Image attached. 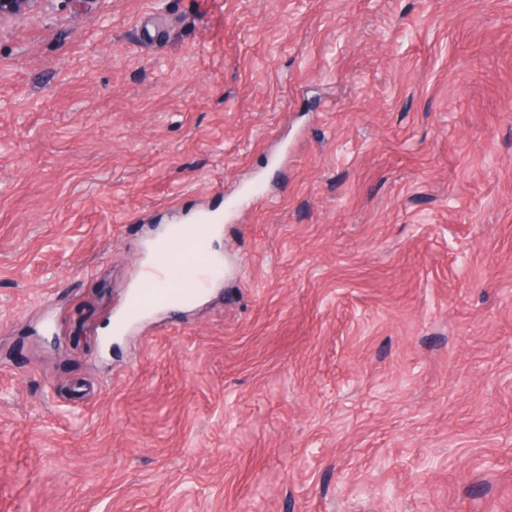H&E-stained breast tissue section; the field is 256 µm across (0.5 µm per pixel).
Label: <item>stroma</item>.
<instances>
[{
  "label": "stroma",
  "mask_w": 512,
  "mask_h": 512,
  "mask_svg": "<svg viewBox=\"0 0 512 512\" xmlns=\"http://www.w3.org/2000/svg\"><path fill=\"white\" fill-rule=\"evenodd\" d=\"M0 512H512V0L1 24ZM212 231L207 217H202L198 224H173L170 228V238L177 247L201 249V243L206 240ZM176 258L171 257L163 264L149 265L143 272L141 281L148 288L133 291L125 304L124 316L118 320L117 328L120 329L132 316L143 314L163 302L191 301L202 290L204 276L208 270H200L191 257L183 258V263L197 288H173L165 281L168 276L169 265Z\"/></svg>",
  "instance_id": "obj_1"
}]
</instances>
